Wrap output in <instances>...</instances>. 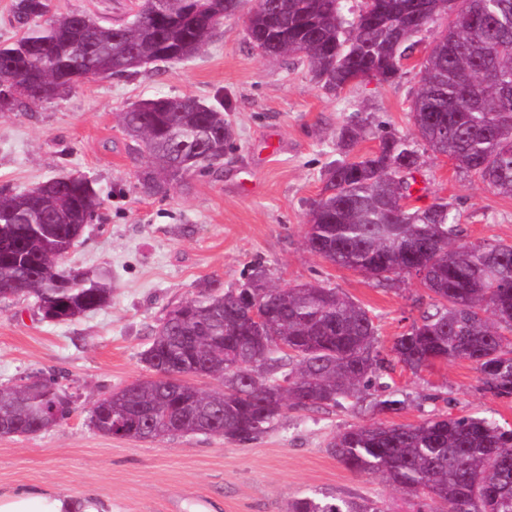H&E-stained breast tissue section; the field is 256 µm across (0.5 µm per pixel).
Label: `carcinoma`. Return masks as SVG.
<instances>
[{
  "instance_id": "carcinoma-1",
  "label": "carcinoma",
  "mask_w": 512,
  "mask_h": 512,
  "mask_svg": "<svg viewBox=\"0 0 512 512\" xmlns=\"http://www.w3.org/2000/svg\"><path fill=\"white\" fill-rule=\"evenodd\" d=\"M427 2L428 20L448 14V0H380L369 14L349 0H264L248 10L247 36L275 57L306 62L322 87L337 91L376 74L392 81L418 45L409 24ZM245 0H142L134 19L103 25L76 11L33 27L48 0H15L25 26L0 45V79L22 68L30 92L10 110L53 99L90 77L132 76L149 65L201 52L224 19ZM433 46L412 105L416 136H381L377 151L329 166L308 212L305 244L316 256L358 271L383 287L417 279L429 308L398 336L394 358L413 372L434 361L471 362L481 390L512 398V244L459 242L462 230L448 202L421 209L399 204L424 161L418 141L444 155L487 189L512 196V0H460ZM149 159L141 193L169 186L220 164L235 132L223 104L192 96L143 100L120 113ZM366 119L355 114L338 132L354 145ZM196 158L183 170V158ZM103 205L92 180L70 172L22 192L0 190V297L35 299L42 315L62 322L101 310L112 284L98 272L61 267L78 229ZM268 321L256 327L252 306ZM143 361L155 376L101 398L90 423L101 434L164 439L204 434L250 441L292 410L379 392L377 412L397 414L406 401L382 382L385 358L369 311L334 288L269 285L262 267L223 289L215 281L169 310ZM208 376L222 387L205 392L185 380ZM71 398L53 376H38L23 393L0 386V423L14 436L44 433L71 414ZM349 470L380 478L418 499V512H512V427L471 415H436L417 424L372 422L337 433L328 444ZM285 512H382L372 500L305 495Z\"/></svg>"
}]
</instances>
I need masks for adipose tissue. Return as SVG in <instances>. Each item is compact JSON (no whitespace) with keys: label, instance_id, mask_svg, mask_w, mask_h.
Wrapping results in <instances>:
<instances>
[{"label":"adipose tissue","instance_id":"1","mask_svg":"<svg viewBox=\"0 0 512 512\" xmlns=\"http://www.w3.org/2000/svg\"><path fill=\"white\" fill-rule=\"evenodd\" d=\"M0 512H112V507L92 493L30 487L0 490Z\"/></svg>","mask_w":512,"mask_h":512}]
</instances>
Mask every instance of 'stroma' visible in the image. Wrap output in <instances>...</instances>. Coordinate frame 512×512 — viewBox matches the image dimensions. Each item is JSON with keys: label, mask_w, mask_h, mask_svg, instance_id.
<instances>
[{"label": "stroma", "mask_w": 512, "mask_h": 512, "mask_svg": "<svg viewBox=\"0 0 512 512\" xmlns=\"http://www.w3.org/2000/svg\"><path fill=\"white\" fill-rule=\"evenodd\" d=\"M140 3L51 0V11H84L109 25L132 18ZM447 23L439 18L423 33L400 78L330 92L302 60L255 49L241 12L194 58L130 77H92L54 100L0 112V189L22 192L61 174H86L104 204L63 265L102 270L112 281L109 306L62 324L43 320L34 299L0 298V385L53 374L75 400L69 418L45 433L0 436L1 490L91 492L110 500L113 512H283L288 500L313 492L414 512L411 496L348 470L329 451L338 432L377 420L367 401L288 412L249 442L107 436L92 427L90 410L151 377L142 354L170 309L207 280L237 287L256 265L282 287L317 283L347 295L369 310L380 349L389 353L428 304L426 291L415 279L383 288L315 256L304 242L307 213L325 170L340 158L336 134L349 115L369 119L357 156L375 152L382 131L412 133L422 65ZM183 95L209 103L222 97L235 146L214 169L192 174L167 195L145 196L138 179L146 157L118 115L142 99ZM424 160L410 208L444 199L463 241L512 243V197L460 175L445 156L428 150ZM384 380L409 397L387 422L451 414L512 426V399L480 393L470 362H437L417 373L397 364Z\"/></svg>", "instance_id": "1"}]
</instances>
